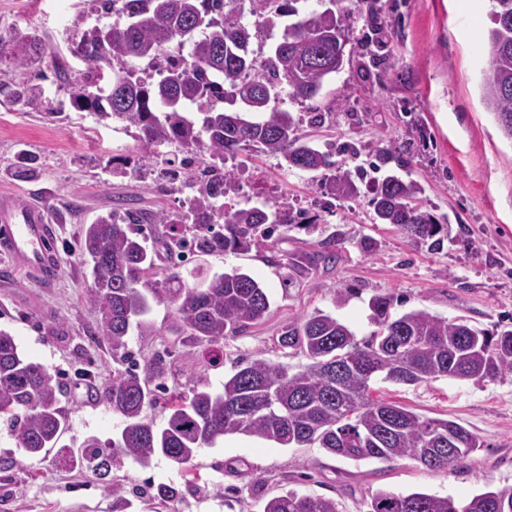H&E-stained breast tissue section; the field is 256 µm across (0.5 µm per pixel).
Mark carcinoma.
<instances>
[{
    "label": "carcinoma",
    "mask_w": 512,
    "mask_h": 512,
    "mask_svg": "<svg viewBox=\"0 0 512 512\" xmlns=\"http://www.w3.org/2000/svg\"><path fill=\"white\" fill-rule=\"evenodd\" d=\"M102 16L125 19L95 25L76 34L72 53L86 64L72 95L73 107L95 122L121 120L139 132L147 147L175 145L197 158L188 177L195 194L187 209L175 212L129 207L124 215H102L88 225L80 248L91 265L90 301L98 309L99 334L118 361L105 394L107 406L123 418L120 436L107 443L88 437L66 461L98 474L101 464L132 459L147 465L163 456L182 466L203 446L228 434H243L282 447L310 446L343 459L394 460L426 457V468L444 469L482 447L460 424L419 415L372 395L381 380L417 385L448 377L481 382L512 373V330L488 336L468 323L448 321L424 310L391 314L393 300L369 302L377 330L357 339L331 314L317 311L285 328L284 349L309 360L301 370L264 358L234 367L222 390L196 388L180 402L170 401L166 423L158 427L146 410L162 397L166 368L153 357L131 361L127 336L133 318L149 309L148 299L173 308L172 329L181 344L215 346L229 333L244 332L264 319L270 297L260 282L235 268L190 285L177 273L162 279L135 224H166L170 251L196 256L238 253L270 240L279 224L293 223L284 203L267 211L258 206L225 205L232 181L224 161L253 149L280 158L288 171L317 172L335 166L336 145L320 147L298 134L300 121L274 106L281 94L304 105L312 125L322 123L315 100L325 81L342 67L343 34L355 12L378 28L376 0H318L320 8L301 10L299 0H95ZM491 26L482 41L488 58L483 100L512 140V0H489ZM254 17L253 23L245 21ZM279 30L272 55L254 58L252 30ZM188 52H183L184 46ZM40 39L16 34L0 40L21 69L41 52ZM128 57L148 61L157 74L143 78L121 66ZM120 67L104 75L103 65ZM245 70L255 75L239 80ZM0 96L16 111L43 112L39 86L22 81L0 85ZM197 111H190L191 106ZM326 188L337 198L354 196L357 186L346 170ZM415 180L386 175L377 181L370 205L378 223L394 225L410 242L443 248L444 225L418 203ZM193 225L191 237L181 231ZM60 388L40 364L28 360L15 337L0 329V422L30 457L56 447L66 431ZM368 512H512V489L488 490L458 501L449 496L379 490ZM263 512H339L336 500L287 490L270 498Z\"/></svg>",
    "instance_id": "cac0c4a2"
}]
</instances>
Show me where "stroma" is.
I'll return each mask as SVG.
<instances>
[{
  "instance_id": "stroma-1",
  "label": "stroma",
  "mask_w": 512,
  "mask_h": 512,
  "mask_svg": "<svg viewBox=\"0 0 512 512\" xmlns=\"http://www.w3.org/2000/svg\"><path fill=\"white\" fill-rule=\"evenodd\" d=\"M377 6L383 80L360 72V41L373 31L356 18L344 67L317 99L325 123H302L300 133L318 144L336 143L337 166L353 172L371 170L380 143L407 144L401 162L387 168L418 181L422 208L447 218L442 250L374 223L375 179L337 199L325 188L331 171L286 173L275 157L240 151L228 164L234 188L226 202L284 201L304 226L281 227L274 243L242 254L190 257L177 270L162 246L166 225L144 226L160 275L176 270L185 278L197 266L211 275L238 268L270 294L265 319L224 337L213 356L175 343L170 307L151 302L147 327L130 331L128 350L139 361L156 356L168 362L167 396H190L199 383L221 389L246 358L297 372L307 359L279 347L283 327L320 310L364 338L376 329L369 301L377 295L392 297L396 314L421 309L466 320L491 336L512 330V140L481 94L489 0H377ZM98 18L87 0H45L38 12L31 0H0V36L32 32L44 47L25 71L0 56V83L40 75L42 92L58 112L50 119L0 103V192L13 193L23 206L45 203L57 223L61 263L58 278L46 287L0 262V328L61 386L68 420L61 442L72 448L90 436L117 438L122 429L120 415L89 398L111 384L119 364L98 334L90 276L78 249L81 228L132 197L143 208L177 211L192 194L184 185L168 192L158 187L167 160L183 157L177 148L155 154L135 129L116 121L97 124L73 108V84L84 64L69 47L75 33ZM348 144L359 145V153H342ZM373 388L374 396L418 414L456 421L480 438L481 448L448 468L429 470L407 458L354 462L320 448H284L233 434L203 447L190 466L161 456L147 466L127 459L102 481L69 467L55 448L28 457L0 425V460L14 463L0 469V512H113L110 483L122 487L132 512H262L268 498L290 489L336 499L340 512H367L370 495L380 489L463 499L512 488V373L480 383L442 377L418 386L378 381ZM163 485L176 488L177 496L157 499Z\"/></svg>"
}]
</instances>
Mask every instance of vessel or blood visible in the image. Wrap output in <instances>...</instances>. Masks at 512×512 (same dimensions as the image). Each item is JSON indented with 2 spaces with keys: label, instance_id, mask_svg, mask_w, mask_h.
Segmentation results:
<instances>
[{
  "label": "vessel or blood",
  "instance_id": "b4317fda",
  "mask_svg": "<svg viewBox=\"0 0 512 512\" xmlns=\"http://www.w3.org/2000/svg\"><path fill=\"white\" fill-rule=\"evenodd\" d=\"M55 226L47 209L37 203L19 206L12 197L0 194V258L10 266L55 281L60 263L53 243Z\"/></svg>",
  "mask_w": 512,
  "mask_h": 512
}]
</instances>
